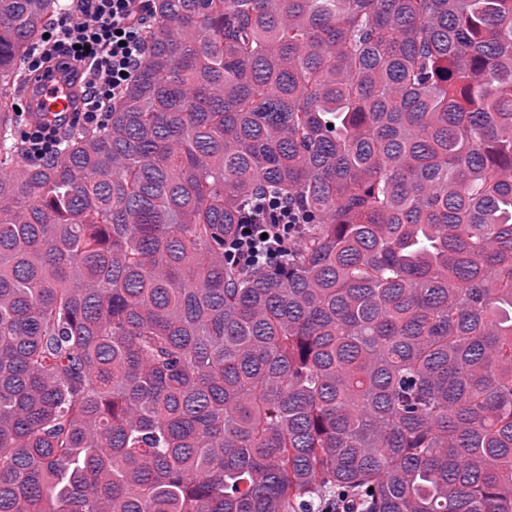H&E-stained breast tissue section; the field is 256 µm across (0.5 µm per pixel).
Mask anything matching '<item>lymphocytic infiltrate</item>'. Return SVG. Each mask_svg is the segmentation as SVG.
I'll list each match as a JSON object with an SVG mask.
<instances>
[{"mask_svg": "<svg viewBox=\"0 0 512 512\" xmlns=\"http://www.w3.org/2000/svg\"><path fill=\"white\" fill-rule=\"evenodd\" d=\"M143 7L144 0H70L60 22L49 29L40 56L32 58V67L55 61L64 68L86 69L88 117L96 119L141 65L144 41L138 16ZM297 221L290 198L257 195L234 247L237 260L279 261L288 227Z\"/></svg>", "mask_w": 512, "mask_h": 512, "instance_id": "obj_1", "label": "lymphocytic infiltrate"}]
</instances>
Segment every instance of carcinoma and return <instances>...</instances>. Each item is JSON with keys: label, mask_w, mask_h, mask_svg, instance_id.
Masks as SVG:
<instances>
[{"label": "carcinoma", "mask_w": 512, "mask_h": 512, "mask_svg": "<svg viewBox=\"0 0 512 512\" xmlns=\"http://www.w3.org/2000/svg\"><path fill=\"white\" fill-rule=\"evenodd\" d=\"M146 10L59 152L0 92V512H512V0ZM29 152L36 156H44L58 149L59 139L55 129L49 125L39 126L26 134ZM256 195L255 205L242 221L233 257L247 264L259 261L269 264L285 255L288 224H296L298 216L290 198H268L261 192ZM263 233H267L266 239Z\"/></svg>", "instance_id": "obj_1"}]
</instances>
